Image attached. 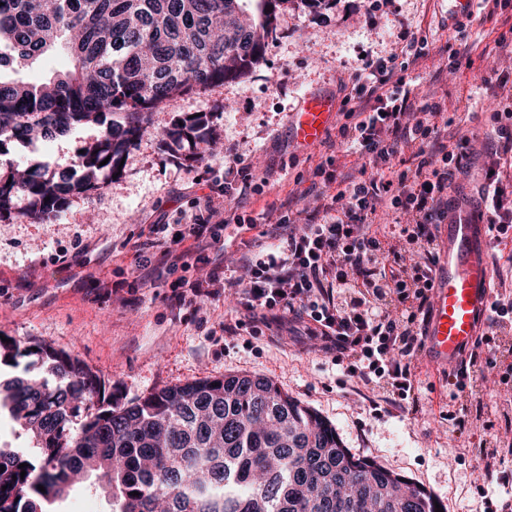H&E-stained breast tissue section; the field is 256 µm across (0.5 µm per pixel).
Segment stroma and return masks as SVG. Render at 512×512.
I'll use <instances>...</instances> for the list:
<instances>
[{"label":"stroma","instance_id":"1","mask_svg":"<svg viewBox=\"0 0 512 512\" xmlns=\"http://www.w3.org/2000/svg\"><path fill=\"white\" fill-rule=\"evenodd\" d=\"M447 0H331L313 9L286 0L266 43L262 62L243 77L189 92L156 109L152 130L125 156L115 179L91 197L72 198L47 222L0 221V334L70 352L96 371L122 401L165 387L227 374H261L331 423L356 458L375 462L424 489L444 512H482L475 486L483 480L482 429L462 434L448 427V377L425 357L416 360L418 409L375 416L355 383L338 385L335 366L310 349L304 337L265 336L244 341L224 333V316L235 303L214 285L193 303L174 297L171 274L150 283L138 265L139 243L155 225L176 234L195 198L224 179L227 151L245 155L255 179L270 177L264 204L288 197L298 176L321 160L322 145L300 148L288 116L308 92L343 100L362 55L386 56L403 34L426 37L429 55L410 70L419 95L448 99L457 114L493 112L512 102V57L495 50L499 22L476 13L459 31L473 45L472 68L455 78L441 75L448 57L441 48L455 31ZM206 113L218 143L212 156L193 160L172 153L159 138L175 119ZM98 135L81 126L47 141L36 139L0 155V172L32 160L60 170Z\"/></svg>","mask_w":512,"mask_h":512}]
</instances>
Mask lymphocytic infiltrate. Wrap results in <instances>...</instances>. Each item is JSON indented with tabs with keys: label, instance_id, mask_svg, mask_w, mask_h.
Returning a JSON list of instances; mask_svg holds the SVG:
<instances>
[{
	"label": "lymphocytic infiltrate",
	"instance_id": "1",
	"mask_svg": "<svg viewBox=\"0 0 512 512\" xmlns=\"http://www.w3.org/2000/svg\"><path fill=\"white\" fill-rule=\"evenodd\" d=\"M426 47V38L406 37L389 57L363 59L343 121L310 173L312 207L299 212L286 202L269 208L265 224H258L243 201L262 195L264 186L254 181L247 158L229 153L223 206L209 195L197 198L179 238L158 260L169 274L195 264L206 270L177 294L178 302L198 297L203 285L222 283L236 301L225 335L278 336L304 323L315 350L340 367L342 380L360 384L391 410L414 398V360L438 257L436 228L457 209L449 189L468 180L472 209L486 218L492 242L512 241V189L503 181L512 170V103L490 115L482 145L467 135L449 138L454 120L444 103L412 96L408 72ZM247 231L252 254L242 256L237 277L221 279L228 235ZM493 289L486 329L454 376L457 391L485 372L512 383V365H503L501 353V337L512 331V267H495ZM483 408L479 402L449 412L450 428L481 424L487 479L512 484L504 467L512 448L501 445L512 419L479 421Z\"/></svg>",
	"mask_w": 512,
	"mask_h": 512
}]
</instances>
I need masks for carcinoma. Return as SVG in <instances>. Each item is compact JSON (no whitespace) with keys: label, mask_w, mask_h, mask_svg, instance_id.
<instances>
[{"label":"carcinoma","mask_w":512,"mask_h":512,"mask_svg":"<svg viewBox=\"0 0 512 512\" xmlns=\"http://www.w3.org/2000/svg\"><path fill=\"white\" fill-rule=\"evenodd\" d=\"M286 2L258 0L253 18L242 0H0V147L99 129L70 172L34 162L1 175L0 220L48 221L99 191L156 107L260 63ZM59 51L67 67L44 82L1 76ZM160 140L197 160L213 143L203 113ZM32 356L52 378L0 385V409L36 441L27 454L0 448V512H48L78 474L112 496L115 512H435L430 494L355 458L331 423L268 377L226 375L123 402L68 354L0 341L1 360Z\"/></svg>","instance_id":"carcinoma-1"}]
</instances>
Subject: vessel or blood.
I'll return each mask as SVG.
<instances>
[{"mask_svg": "<svg viewBox=\"0 0 512 512\" xmlns=\"http://www.w3.org/2000/svg\"><path fill=\"white\" fill-rule=\"evenodd\" d=\"M336 117V102L310 93L290 113L288 127L297 144L315 145ZM443 243L435 268L430 314L422 330V348L435 366L455 371L467 355L493 300L489 265L490 237L485 221L469 218L442 224Z\"/></svg>", "mask_w": 512, "mask_h": 512, "instance_id": "1", "label": "vessel or blood"}]
</instances>
